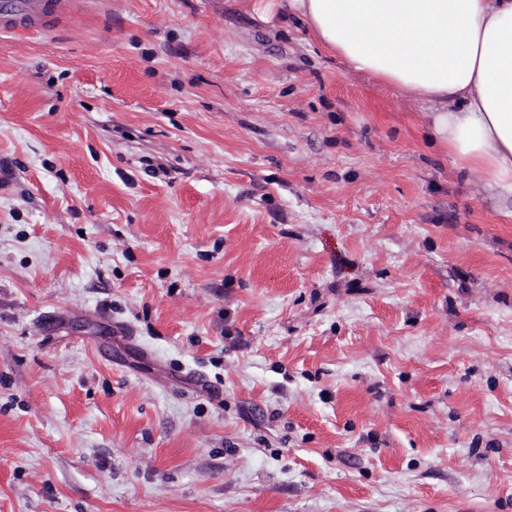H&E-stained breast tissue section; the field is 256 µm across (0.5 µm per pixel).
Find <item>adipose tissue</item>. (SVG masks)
Segmentation results:
<instances>
[{"instance_id":"obj_1","label":"adipose tissue","mask_w":512,"mask_h":512,"mask_svg":"<svg viewBox=\"0 0 512 512\" xmlns=\"http://www.w3.org/2000/svg\"><path fill=\"white\" fill-rule=\"evenodd\" d=\"M328 52L422 102L431 131L512 219V0H259Z\"/></svg>"}]
</instances>
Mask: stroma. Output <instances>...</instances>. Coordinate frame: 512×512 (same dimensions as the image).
Here are the masks:
<instances>
[{"label": "stroma", "mask_w": 512, "mask_h": 512, "mask_svg": "<svg viewBox=\"0 0 512 512\" xmlns=\"http://www.w3.org/2000/svg\"><path fill=\"white\" fill-rule=\"evenodd\" d=\"M253 0L0 32V512H512V223Z\"/></svg>", "instance_id": "obj_1"}]
</instances>
